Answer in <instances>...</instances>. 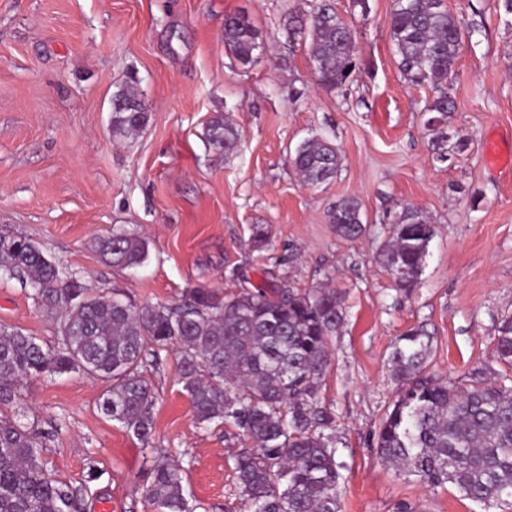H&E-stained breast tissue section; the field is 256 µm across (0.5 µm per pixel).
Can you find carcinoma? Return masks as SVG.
Listing matches in <instances>:
<instances>
[{
	"label": "carcinoma",
	"mask_w": 512,
	"mask_h": 512,
	"mask_svg": "<svg viewBox=\"0 0 512 512\" xmlns=\"http://www.w3.org/2000/svg\"><path fill=\"white\" fill-rule=\"evenodd\" d=\"M305 4L285 14L283 29L290 39L309 41L317 84L338 91L357 68L351 25L333 0ZM389 34L404 81L432 91L425 111L438 113L434 145L462 151L463 140L453 142L442 130L455 111L448 78L464 35L461 21L443 0H393ZM224 49L244 65L260 57L258 30L248 17L225 20ZM147 120L133 85L113 95L114 135L134 133ZM207 135L217 149L236 152L237 132L223 118L210 122ZM292 162L314 187L335 177L340 155L327 140L311 138L297 146ZM401 215L413 223L394 225L379 259L396 271L408 296L419 283L434 229L409 208ZM330 221L345 239L366 231L353 197L336 202ZM248 241L257 250L267 248V225H251ZM97 247L122 269L140 267L148 255L147 241L124 230L99 239ZM2 276L30 287L33 301L56 320L58 336L49 346L0 324V512H81V490L45 476L43 444L16 406L22 382L71 372L112 380L99 398L100 412L154 456L139 485L144 500L155 512H192L183 468L158 457L153 447L154 393L144 377V368L171 344L178 346L179 382L195 421L231 422L252 442L234 458L250 512H340L341 465L324 433L332 420L317 392L330 364L331 338L344 322L336 289L286 288L266 280L226 296L222 289L196 286L168 304L138 308L95 293L21 234H0ZM432 341L415 327L393 346L394 378L404 387L380 425L378 453L424 485H452L487 512L512 499V376L489 364L460 381L426 376ZM492 361L512 370V320L499 326Z\"/></svg>",
	"instance_id": "obj_1"
}]
</instances>
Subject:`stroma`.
<instances>
[{
    "mask_svg": "<svg viewBox=\"0 0 512 512\" xmlns=\"http://www.w3.org/2000/svg\"><path fill=\"white\" fill-rule=\"evenodd\" d=\"M447 2L473 33L459 49L456 109L444 125L467 147L443 157L427 127L431 91L407 85L395 61L392 0H368L366 16L335 0L359 67L334 93L318 87L308 43L283 31L292 0H0V231L32 238L95 291L139 307L198 285L234 293L267 272L295 288H336L345 319L318 395L343 464L341 512H481L452 487L396 473L376 448L396 397L398 336L426 325L428 375L457 380L487 363L512 318V175L485 160L489 135L512 134V15L501 0ZM238 14L259 31L257 63L224 49V21ZM131 79L148 121L116 137L112 97ZM218 116L238 133L233 154L208 141ZM317 135L336 144L340 168L310 187L291 157ZM345 197L360 202L368 228L352 241L329 222ZM407 207L435 235L405 298L377 253ZM252 224L268 225V249L248 246ZM115 230L148 241L138 269L114 268L98 251ZM0 324L56 342L52 320L14 280L0 279ZM177 358L167 348L145 370L154 445L182 466L195 512H248L233 469L243 435L195 422ZM109 386L71 372L25 383L17 397L43 435L46 474L81 488V512H151L138 489L150 457L97 407Z\"/></svg>",
    "mask_w": 512,
    "mask_h": 512,
    "instance_id": "35a3bbf8",
    "label": "stroma"
}]
</instances>
